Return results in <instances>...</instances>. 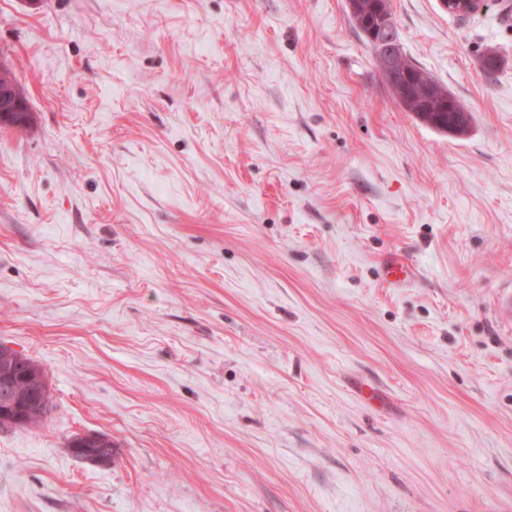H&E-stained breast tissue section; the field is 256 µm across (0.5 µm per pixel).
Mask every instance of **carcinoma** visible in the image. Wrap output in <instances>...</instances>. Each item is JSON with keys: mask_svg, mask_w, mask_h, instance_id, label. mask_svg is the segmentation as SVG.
Here are the masks:
<instances>
[{"mask_svg": "<svg viewBox=\"0 0 512 512\" xmlns=\"http://www.w3.org/2000/svg\"><path fill=\"white\" fill-rule=\"evenodd\" d=\"M353 4L354 9L349 11L352 22L377 55L379 46L373 37L378 35L384 16L392 14L390 0H353ZM382 76L395 102L421 122L442 133L463 135L468 131V127H458L453 122V116L448 111V88L417 67L406 56L399 58L393 75L384 72ZM431 84L435 86L437 95L432 99L420 97L419 92ZM12 355L15 360V389L23 399L29 400L31 396L28 395L27 371L37 369L42 372L44 368L18 351H12ZM49 411L48 406H33L21 427L27 429L41 426L46 422Z\"/></svg>", "mask_w": 512, "mask_h": 512, "instance_id": "carcinoma-1", "label": "carcinoma"}]
</instances>
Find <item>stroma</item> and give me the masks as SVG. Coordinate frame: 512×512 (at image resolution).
I'll list each match as a JSON object with an SVG mask.
<instances>
[{"instance_id":"35a3bbf8","label":"stroma","mask_w":512,"mask_h":512,"mask_svg":"<svg viewBox=\"0 0 512 512\" xmlns=\"http://www.w3.org/2000/svg\"><path fill=\"white\" fill-rule=\"evenodd\" d=\"M391 5L465 136L395 103L346 0H0L33 113L0 344L52 399L0 430V512H512V0ZM383 285L386 288H398L411 281L415 275V268L400 255H390L383 263ZM98 435L95 436L93 433H85V434H82V438H83V442L80 443V444H77L76 446L79 447V446H82V447H86V446H89V445H96L100 439L102 440L103 444L98 447V448H108L109 450V453H110V456L111 458L104 452H100L96 457V461H98L100 464H104V465H107L109 464L110 462V465H112V456L115 457L116 454H117V450L116 448H112V440L111 438H109L108 436L104 435V434H99V433H96ZM98 448H89V451L87 452V455L83 458H77L81 461H87V462H91V463H94V464H97L94 459H93V456L98 452Z\"/></svg>"}]
</instances>
